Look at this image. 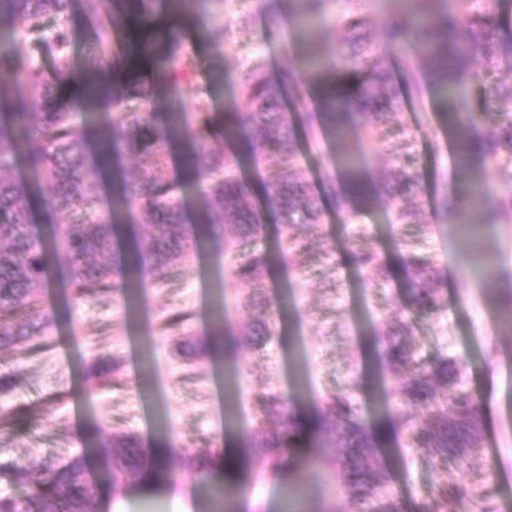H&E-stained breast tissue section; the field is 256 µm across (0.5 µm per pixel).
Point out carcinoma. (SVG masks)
<instances>
[{
    "label": "carcinoma",
    "instance_id": "cac0c4a2",
    "mask_svg": "<svg viewBox=\"0 0 512 512\" xmlns=\"http://www.w3.org/2000/svg\"><path fill=\"white\" fill-rule=\"evenodd\" d=\"M176 0H81L86 17L94 23L91 42L102 44L110 30L133 17L161 8L172 10ZM304 19L327 20L336 0H296ZM343 26L357 32L364 28L362 0H345ZM74 0H0V67L9 66L12 77L0 82V348L44 335L47 316L34 311L46 288L51 267L64 266L75 301H103L112 292L127 290L148 276L157 283L174 278L202 244L225 242L234 253L227 286L259 285L272 264V256L257 247L266 224L264 208L252 198L243 177L248 160L260 153L276 180L267 189V205L287 245L282 258L293 270L309 267L313 258V230L322 223L324 210L317 193L297 164L299 124L316 120L323 132L336 140L340 186L331 195L342 200L355 221L358 210L387 194L396 202L394 223L428 227L424 212L401 203L416 192L411 174L413 155L403 148L396 153L388 173L378 182L368 181L356 156L362 142L381 143L398 137L409 142L402 124V99L392 85L387 61L367 36L348 40L342 46L346 76L342 80L324 68L322 58L310 52L301 61L305 90L320 93V111L301 114L294 120L284 99L294 87L284 74L273 82L259 69L245 80L242 99L225 102L224 113L211 112L207 93L196 102V126L183 113H160L151 109L166 86L194 79L198 61L188 52L183 36L171 30L159 32L135 45L137 58L150 61V71L115 85L112 104L116 112L102 121L93 120L99 83H83L87 107L72 109L65 97L75 69L70 55L73 30L69 13ZM403 8L389 21L386 39L427 60L429 84L448 106L443 117L455 143L459 168L470 170L474 152L496 160L501 180L512 188V84L496 78L499 58L512 56V36L503 34L499 14L486 0H402ZM47 47L54 52V70L46 74L35 63L30 49ZM483 67L484 96L498 106L483 112L489 132L473 134L474 117L455 98L475 57ZM127 58L93 54L91 64L100 71L125 66ZM358 118L355 138L347 124ZM225 144L222 153L210 150L211 140ZM179 141L185 151L182 182L165 176L170 145ZM145 157L150 166L136 180L113 175L112 212L103 213L98 193L101 172L121 155ZM202 184L195 224L185 223V198ZM136 207L144 233L124 250L117 241L120 208ZM479 192L471 185L453 198L443 196L442 209L460 224L479 208ZM49 217L66 215V223L49 225V235L37 230L36 210ZM350 259L360 271H373L379 281L387 271L378 253L359 244ZM405 265L412 275L414 303L422 310L437 305L441 283L437 265L420 244L407 245ZM393 329L383 339L388 366L408 368L407 377L391 394L404 407L416 406L425 413L418 423L408 416L411 450L431 463L456 466L477 452L483 439V422L473 395L462 387L461 368L441 359L432 369L423 368L402 341L408 335L399 308L389 310ZM271 337L266 320L235 333L226 332L207 340L200 352L224 350V359L241 348H261ZM287 401L265 398L256 416L255 437L248 444L253 461L276 475L304 448H320L324 435L338 436L339 451L330 459L352 492L350 503L361 512H397L384 491L387 476L376 449L379 433L365 427L349 395L327 399L314 419L302 421L285 416ZM278 419L279 427L268 429ZM86 437L94 448L106 450L111 477L93 481L84 454L61 463L8 461L0 463V484L23 489V493L0 494V512H94V505L126 485L160 487L174 477L169 465L170 449L152 450L126 431L103 437L100 427L90 424ZM185 470L204 485L221 471V460L206 449L184 462ZM417 512H456L455 496L443 491L430 506Z\"/></svg>",
    "mask_w": 512,
    "mask_h": 512
}]
</instances>
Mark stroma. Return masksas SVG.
<instances>
[{"label":"stroma","mask_w":512,"mask_h":512,"mask_svg":"<svg viewBox=\"0 0 512 512\" xmlns=\"http://www.w3.org/2000/svg\"><path fill=\"white\" fill-rule=\"evenodd\" d=\"M369 3L367 28L392 65L395 88L405 94L402 119L411 134L416 157L412 173L419 182L411 202L432 225L424 247L438 259L445 279L436 309L420 311L411 304L400 239L415 237L416 231L389 224L388 200L357 218L369 228L365 246L392 272L380 288L373 287L370 273L356 270L347 259V213L323 200L325 217L318 234L324 253L302 276L279 261L271 266L263 289L274 303L273 338L265 348L238 352L233 363L237 390L228 398L223 365L186 358L177 348L178 332L163 327L171 316L187 312L188 333L205 339L238 330L257 317V310L241 303L236 292L224 289L228 267L223 248L199 252L170 283L143 281L132 305L118 296L105 302H72L65 274L51 271L42 295L44 311L54 315L46 349L24 345L0 350V379L10 383L0 389V407L29 410L25 425L0 439L1 460H62L82 453L90 476L108 480L104 453L83 447L80 439L85 424L94 421L108 431L138 434L147 448L169 443L171 467L179 474L185 459L204 446L241 448L251 442L253 414L265 394L282 395L289 411L301 414L323 408L328 395L347 391L367 426L391 431L380 455L386 491L399 512L431 503L444 488L459 495V512H482L486 497L498 503L501 512H512V325L495 318L496 287L512 286V223L493 217L503 185L493 160L475 162L469 175L481 182L484 201L471 221L481 234V249L464 247L460 225L438 208L459 175L437 102L426 89L406 94L399 63L407 52L382 36L400 6L397 0ZM243 13L250 23L246 35L238 30ZM294 13L290 0H182L175 14L137 20L112 32L108 47L119 51L128 38L146 37L156 25L175 23L199 70L192 82L164 90L157 109L194 115L196 101L206 91L213 111L220 112L227 98L240 95L252 69L280 79L299 68L311 43L324 49L328 70H344L341 45L346 29L332 22L320 27L315 37L303 36L293 22ZM219 23L224 33L218 37L214 29ZM298 137L301 167L315 190L323 191L336 174V146L316 130L299 129ZM480 267L490 271L494 289L482 287L476 275ZM389 304L402 309L420 363L430 366L446 357L464 369L462 384L480 407L484 443L463 466L432 465L412 454L401 418L407 413L418 420L422 414L418 408L387 401L404 378L403 372L380 360L378 334ZM112 360L119 364L117 385L92 374L95 366ZM356 378L363 388L353 392L349 386ZM332 454V449H322L307 467L293 465L275 479L260 477L256 466L242 463L225 471L224 483L243 487L254 497V512H280L285 494L300 483L304 493L297 503L299 512H324L330 502L348 500L343 477L327 463Z\"/></svg>","instance_id":"stroma-1"}]
</instances>
